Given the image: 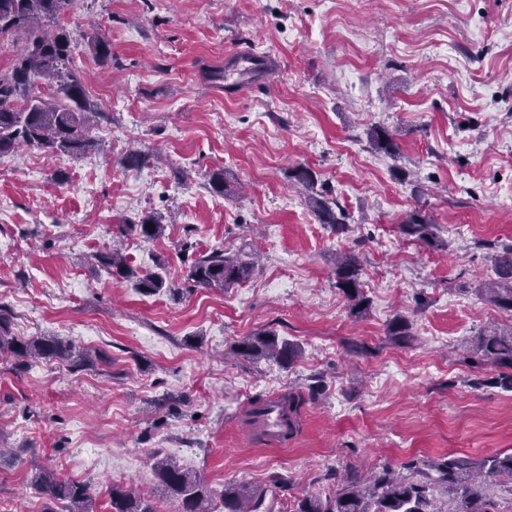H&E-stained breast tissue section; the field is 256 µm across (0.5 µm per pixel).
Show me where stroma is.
Returning a JSON list of instances; mask_svg holds the SVG:
<instances>
[{
  "instance_id": "1",
  "label": "stroma",
  "mask_w": 512,
  "mask_h": 512,
  "mask_svg": "<svg viewBox=\"0 0 512 512\" xmlns=\"http://www.w3.org/2000/svg\"><path fill=\"white\" fill-rule=\"evenodd\" d=\"M59 24L103 116L86 154L0 156V306L12 335L93 359L19 368L0 354V512H44V468L90 484L94 512L118 484L180 512L157 491L154 448L215 499L282 479L276 512L350 468L512 453V390L472 358L480 335L512 332V311L475 291L512 244V0H72ZM255 52L272 58L265 73L245 70ZM228 76L243 88L233 99ZM375 125L397 156L370 146ZM133 150L144 165H124ZM301 164L348 232L290 183ZM415 209L445 249L402 234ZM148 212L161 237L123 232ZM115 245L131 267L164 263L175 287L215 247L257 266L230 288L146 296L99 262ZM350 250L370 299L358 319L335 286ZM399 317L403 347L388 336ZM266 329L299 345L293 366L233 353ZM288 391L307 396L298 436L257 439L251 399Z\"/></svg>"
}]
</instances>
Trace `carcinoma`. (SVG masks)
<instances>
[{
    "instance_id": "cac0c4a2",
    "label": "carcinoma",
    "mask_w": 512,
    "mask_h": 512,
    "mask_svg": "<svg viewBox=\"0 0 512 512\" xmlns=\"http://www.w3.org/2000/svg\"><path fill=\"white\" fill-rule=\"evenodd\" d=\"M71 0H0V37L21 33L22 49L11 67L0 72V155L21 149L61 151L81 155L94 147L90 137L92 122L105 113L89 98L82 75L73 65L68 32L57 27V19ZM48 81L50 93L35 92L41 81ZM371 147L389 156H396L394 135L383 126L368 132ZM291 177L308 191L307 199L319 223L336 233L348 230L346 215L332 208L315 190L316 175L300 165ZM147 239L164 231L161 218L145 214L137 223L127 225ZM401 232L441 249L442 240L431 224L418 212L409 214ZM100 263L119 276L133 282L145 295L167 293L173 297L183 290L226 288L246 281L255 264L240 253L227 248L213 249L195 258L185 270V288H174L159 272L141 273L130 267L114 250L99 256ZM496 278L484 281L476 292L499 307L512 311V247L494 259ZM361 264L353 253L336 257V288L342 291L351 314L361 316L368 311L369 299L360 281ZM408 321L397 318L389 327L390 339L404 344L410 338ZM0 352L13 355L20 362L29 360H66L76 367L82 365L84 354L73 344L51 336L19 339L10 333V319L0 313ZM234 352L245 359H271L288 367L300 355L293 343L280 340L276 331L267 330L247 336L234 344ZM481 357L500 367L512 370V332L490 333L481 337L477 346ZM284 409L281 437L289 440L300 431V413L306 403L301 392L280 397ZM161 494L181 501V512H206L209 492L201 480L176 462L157 453L152 457ZM403 475L386 466L364 479L356 470H348L340 478V488L309 492L294 500L290 512H497L496 504L487 496V486L506 477L512 481V453L474 461L453 454L406 466ZM34 484L51 506L44 512H92L89 485L62 481L51 471L35 475ZM441 488L448 496V509L436 507L433 491ZM110 512H158L154 500L136 495L120 486L110 489ZM224 512H275L276 498L266 501V494L245 485H231L221 494Z\"/></svg>"
}]
</instances>
